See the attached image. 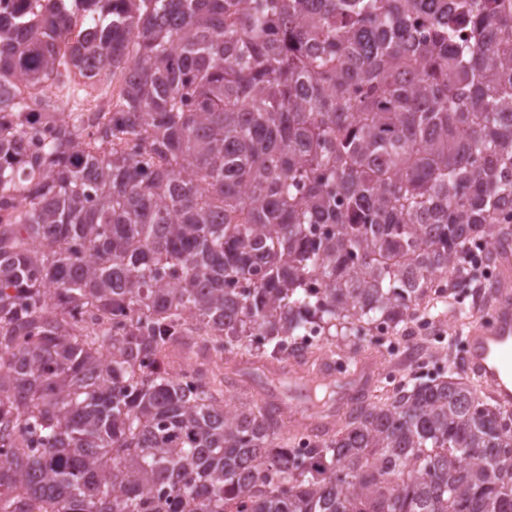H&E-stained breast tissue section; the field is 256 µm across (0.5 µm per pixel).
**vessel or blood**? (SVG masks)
<instances>
[{"instance_id":"1","label":"vessel or blood","mask_w":512,"mask_h":512,"mask_svg":"<svg viewBox=\"0 0 512 512\" xmlns=\"http://www.w3.org/2000/svg\"><path fill=\"white\" fill-rule=\"evenodd\" d=\"M503 281L490 322H477L465 336V364L503 405H512V243L498 248Z\"/></svg>"}]
</instances>
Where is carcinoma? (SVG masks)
<instances>
[{
    "mask_svg": "<svg viewBox=\"0 0 512 512\" xmlns=\"http://www.w3.org/2000/svg\"><path fill=\"white\" fill-rule=\"evenodd\" d=\"M91 2L86 33L0 20V113L57 111L39 94L89 56L122 77L92 140L80 112L33 151L0 121V512H512V409L454 362L288 434L167 354L340 348L467 281L512 213V10Z\"/></svg>",
    "mask_w": 512,
    "mask_h": 512,
    "instance_id": "obj_1",
    "label": "carcinoma"
}]
</instances>
